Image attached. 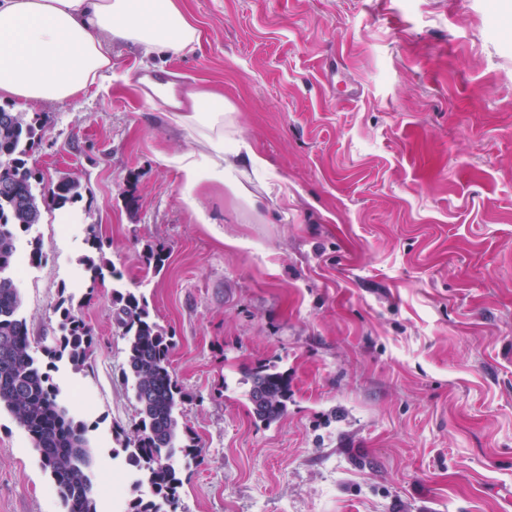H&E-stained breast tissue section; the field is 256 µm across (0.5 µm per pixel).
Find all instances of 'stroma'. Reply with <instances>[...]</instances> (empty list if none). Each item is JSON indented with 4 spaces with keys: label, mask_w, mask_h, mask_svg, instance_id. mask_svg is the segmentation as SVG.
Instances as JSON below:
<instances>
[{
    "label": "stroma",
    "mask_w": 512,
    "mask_h": 512,
    "mask_svg": "<svg viewBox=\"0 0 512 512\" xmlns=\"http://www.w3.org/2000/svg\"><path fill=\"white\" fill-rule=\"evenodd\" d=\"M199 45L112 46V79L54 102L28 159L81 197L44 207L42 258L15 283L41 359L90 422L99 512L150 493L117 432L138 421L112 291L143 294L171 336L197 438L176 512H512V0H184ZM211 88L267 165L246 197L188 185L193 150L127 70ZM207 223H200L198 213ZM121 279L91 283V237ZM165 257L161 273L150 254ZM73 298L86 367L44 359ZM275 367L271 425L248 401ZM0 512H65L27 433L0 412ZM288 376L274 367L260 368L252 373L249 401L254 416L265 424L278 421L288 407Z\"/></svg>",
    "instance_id": "stroma-1"
}]
</instances>
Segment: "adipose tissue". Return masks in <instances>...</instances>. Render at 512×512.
Instances as JSON below:
<instances>
[{
  "instance_id": "obj_1",
  "label": "adipose tissue",
  "mask_w": 512,
  "mask_h": 512,
  "mask_svg": "<svg viewBox=\"0 0 512 512\" xmlns=\"http://www.w3.org/2000/svg\"><path fill=\"white\" fill-rule=\"evenodd\" d=\"M200 27L181 0H0V100L60 101L99 83L112 69L108 47L134 44L145 55L192 51ZM171 109V120L201 144L172 160L190 184L220 182L240 196L239 158L264 167L256 153L227 149L231 108L202 86L174 94L171 81L151 82Z\"/></svg>"
}]
</instances>
